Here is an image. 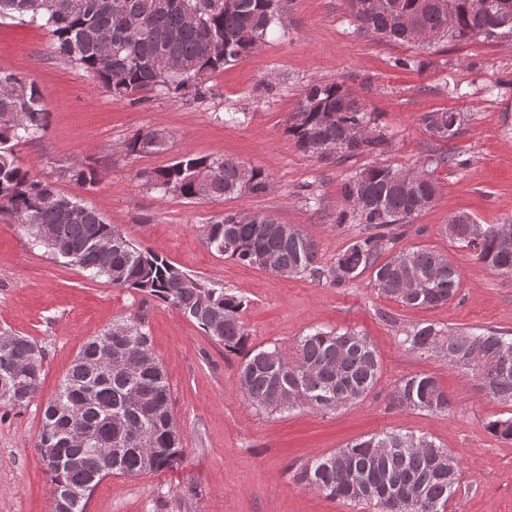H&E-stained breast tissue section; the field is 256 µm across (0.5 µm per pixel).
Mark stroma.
<instances>
[{"label":"stroma","mask_w":512,"mask_h":512,"mask_svg":"<svg viewBox=\"0 0 512 512\" xmlns=\"http://www.w3.org/2000/svg\"><path fill=\"white\" fill-rule=\"evenodd\" d=\"M345 6V0H290L284 26L249 56L209 75L205 97L154 91L137 103L113 98L84 69L63 61L49 28L0 20V72L34 81L48 112L47 131L14 147L30 176L51 180L61 195L95 209L137 247L246 296L250 346L274 343L290 356L313 328L353 329L369 337L381 365L376 386L357 403L326 414L303 406L256 411L239 388L241 356L175 307L33 247L25 226L0 216V331L32 337L43 359L38 400L0 407V512H52L50 478L35 450L42 405L82 345L130 315L143 317L170 382L185 455L172 469L103 479L87 512H373L304 487L294 475L354 439L398 431L426 436L457 457L459 484L447 512H512V442L484 427L512 415V406L482 391L471 371L402 344L406 331L423 324L512 335V277L478 263L444 233L449 217L462 212L482 224L512 218V37L421 49L354 35ZM407 56L415 66H395ZM314 81L342 84L365 101L393 134L389 150L332 164L299 151L288 118ZM447 108L467 120L462 134L446 142L431 137L420 117ZM146 127L168 133V151L127 152V140ZM436 153L466 164L433 170L435 201L404 226L397 246L443 253L458 269V293L441 307L401 306L373 288L366 273L339 288L240 264L203 242L204 228L224 213H269L312 236L321 266H330L359 232L336 223L344 180L371 165L417 168ZM186 154L238 159L263 170L273 186L260 196L200 201L146 184V173ZM77 163L95 171V185L70 179L67 170ZM414 374L436 379L450 414L393 407L398 383Z\"/></svg>","instance_id":"35a3bbf8"}]
</instances>
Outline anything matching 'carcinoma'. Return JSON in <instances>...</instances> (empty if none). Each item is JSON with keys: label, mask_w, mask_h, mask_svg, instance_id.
Returning <instances> with one entry per match:
<instances>
[{"label": "carcinoma", "mask_w": 512, "mask_h": 512, "mask_svg": "<svg viewBox=\"0 0 512 512\" xmlns=\"http://www.w3.org/2000/svg\"><path fill=\"white\" fill-rule=\"evenodd\" d=\"M0 0V18L44 22L55 52L93 74L116 98L156 89L202 94L203 76L251 54L283 24L288 0ZM353 32L430 48L441 42L492 40L512 35V0H346ZM465 113L426 112L430 135L450 141ZM47 129L43 96L17 74L0 73V215L32 230L46 252L176 307L212 341L229 351L246 349L239 387L265 412L307 406L323 412L365 397L380 364L368 337L353 330L314 328L295 343L288 359L276 345L247 348L244 296L212 288L148 249L129 247L124 235L97 211L60 195L54 183L36 179L17 163L13 147ZM297 148L324 163L360 155L379 156L391 143L359 99L336 83H309L288 126ZM168 136L140 129L127 142L132 154L167 150ZM147 183L165 193L213 200L262 194L269 176L233 158L185 155L156 170ZM438 186L427 169L367 167L341 185L345 209L338 224H360L329 268L318 265V245L309 235L273 215L232 211L206 226V245L220 255L274 274H309L342 287L369 271L378 292L398 303L430 309L453 298L458 269L428 248L394 251L399 229L435 200ZM51 242L39 239L40 226ZM512 219L481 224L467 214L448 219V238L475 260L512 276V242L504 228ZM391 256L383 261L385 253ZM401 343L420 353H442L473 368L482 391L512 405V336L444 330L433 324L409 331ZM119 360L118 364L111 359ZM42 358L28 336L0 344V405L24 407L39 394ZM392 405L430 413L451 411L446 394L429 375H412L396 387ZM496 437L512 441V415L486 422ZM79 428L94 437L91 448L71 439ZM116 442L117 456L98 452ZM36 450L51 477L53 512H86L97 485L117 474L137 477L175 467L183 459L173 416L172 389L140 316L122 318L89 339L73 359L56 394L43 407ZM458 462L424 436L390 432L352 442L314 459L295 480L343 502L390 512L389 500L408 494L403 512H446L456 491Z\"/></svg>", "instance_id": "1"}]
</instances>
